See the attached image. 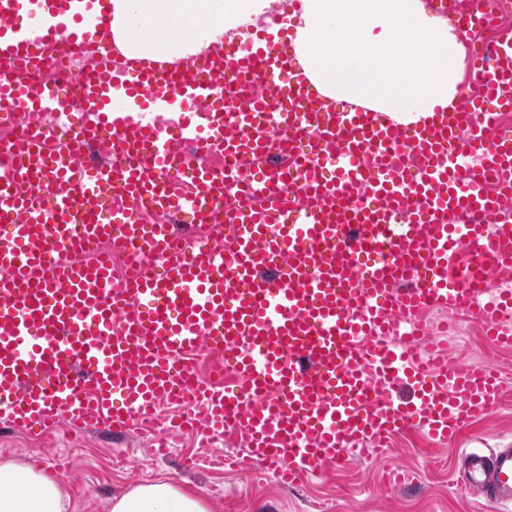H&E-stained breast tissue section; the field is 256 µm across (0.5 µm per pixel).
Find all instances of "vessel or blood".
Masks as SVG:
<instances>
[{
    "label": "vessel or blood",
    "mask_w": 512,
    "mask_h": 512,
    "mask_svg": "<svg viewBox=\"0 0 512 512\" xmlns=\"http://www.w3.org/2000/svg\"><path fill=\"white\" fill-rule=\"evenodd\" d=\"M95 2L0 0V421L35 436L60 423L144 432L174 404L172 428L243 433L232 465L273 466L294 485L410 430L447 444L493 411L498 366L450 362L414 323L428 307H466L490 344L512 348V288L485 278L512 267V128L494 123L512 112V31L477 46L495 23L487 0H445L472 44L475 90L420 128L323 110L272 35L119 76L95 61L89 31L109 25ZM42 15L54 24L31 30ZM52 47L90 64L27 80ZM225 80L235 92L221 99ZM117 86L139 115L114 104ZM172 101L196 111L145 122ZM71 111L79 119L51 131L13 127ZM105 139L109 160L88 163ZM253 158L264 166L241 168ZM181 222L231 231L189 251ZM131 242L140 271L127 280L110 254L76 259L90 243ZM464 250L474 263L450 274ZM199 354L231 367L224 386L198 378ZM462 456L472 495L512 504L511 447Z\"/></svg>",
    "instance_id": "vessel-or-blood-1"
}]
</instances>
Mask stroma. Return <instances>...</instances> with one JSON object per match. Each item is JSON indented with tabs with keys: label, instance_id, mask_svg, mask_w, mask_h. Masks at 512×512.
Listing matches in <instances>:
<instances>
[{
	"label": "stroma",
	"instance_id": "stroma-1",
	"mask_svg": "<svg viewBox=\"0 0 512 512\" xmlns=\"http://www.w3.org/2000/svg\"><path fill=\"white\" fill-rule=\"evenodd\" d=\"M424 330L444 341L449 358L472 364L496 359L507 380L495 410L472 421L462 439L444 447L411 432L380 457L348 458L302 487L281 485L271 466L259 480L245 470H225V455L243 451V439L217 434L199 442L164 425L157 429L170 443L163 457L152 454L148 437L133 431L75 437L62 426L38 446L23 433L0 427V459L33 461L47 469L52 458H62L68 472L61 480L79 512H106L107 499L158 478L196 489L209 499L213 512H498L496 506L479 504L458 482V451L512 446V349L492 351L479 330L463 343L437 326L428 324ZM392 464L410 470L413 483L397 488L382 483L380 474Z\"/></svg>",
	"mask_w": 512,
	"mask_h": 512
}]
</instances>
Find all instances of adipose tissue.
I'll return each instance as SVG.
<instances>
[{
	"mask_svg": "<svg viewBox=\"0 0 512 512\" xmlns=\"http://www.w3.org/2000/svg\"><path fill=\"white\" fill-rule=\"evenodd\" d=\"M108 0V50L174 65L235 44L246 28H291L295 72L325 106L345 103L413 126L460 101L466 46L426 0ZM0 512H75L70 492L32 465L0 460ZM107 512H212L197 493L148 481Z\"/></svg>",
	"mask_w": 512,
	"mask_h": 512,
	"instance_id": "1",
	"label": "adipose tissue"
}]
</instances>
